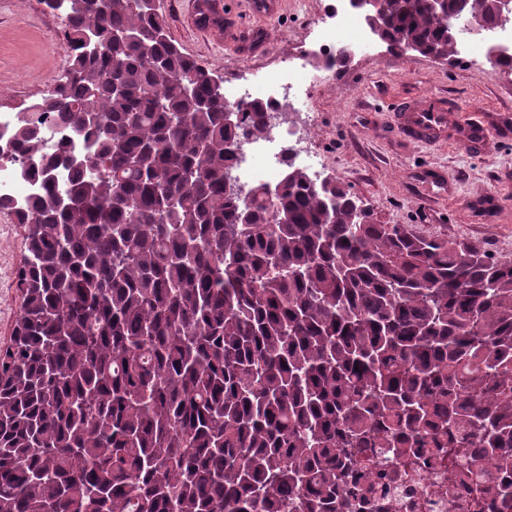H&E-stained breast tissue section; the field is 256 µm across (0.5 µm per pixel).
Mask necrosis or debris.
Returning a JSON list of instances; mask_svg holds the SVG:
<instances>
[{"mask_svg":"<svg viewBox=\"0 0 512 512\" xmlns=\"http://www.w3.org/2000/svg\"><path fill=\"white\" fill-rule=\"evenodd\" d=\"M459 52L479 66H495L503 55L512 56V9L504 10L494 28L468 32L466 19ZM379 44L351 0H328L307 35L294 51L275 65L251 70L246 81L224 89L227 103L243 109L261 102L274 112H289L287 127L265 130L243 143L233 174L241 185L253 181L279 182L286 165L304 169L320 181L324 167L306 146L309 103L324 76L335 73L338 57L377 55ZM467 463L449 466L447 457L421 456L399 460L372 449L359 457V471L375 486L369 498L376 512H464L448 499V481L467 470Z\"/></svg>","mask_w":512,"mask_h":512,"instance_id":"4bbe7bcc","label":"necrosis or debris"}]
</instances>
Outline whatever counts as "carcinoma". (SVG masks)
Here are the masks:
<instances>
[{"instance_id": "cac0c4a2", "label": "carcinoma", "mask_w": 512, "mask_h": 512, "mask_svg": "<svg viewBox=\"0 0 512 512\" xmlns=\"http://www.w3.org/2000/svg\"><path fill=\"white\" fill-rule=\"evenodd\" d=\"M382 5L381 40L445 61L448 18H500L499 0ZM62 44L65 76L14 129L40 190L0 198L25 235L0 512H343L365 448L467 458L448 495L508 503L512 260L377 224L292 166L271 199L226 194L230 146L269 108L225 124L215 74L140 0H70Z\"/></svg>"}]
</instances>
